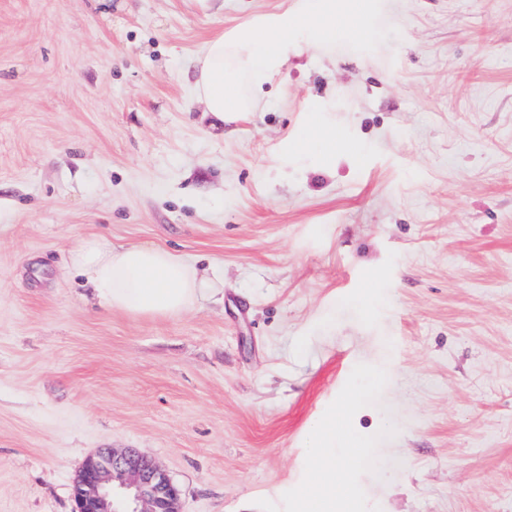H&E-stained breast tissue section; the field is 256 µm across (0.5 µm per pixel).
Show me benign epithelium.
<instances>
[{"label":"benign epithelium","mask_w":512,"mask_h":512,"mask_svg":"<svg viewBox=\"0 0 512 512\" xmlns=\"http://www.w3.org/2000/svg\"><path fill=\"white\" fill-rule=\"evenodd\" d=\"M123 489L114 494V481ZM72 512H179L180 490L151 458L128 448H102L72 485Z\"/></svg>","instance_id":"obj_1"}]
</instances>
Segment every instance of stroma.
<instances>
[{
    "instance_id": "obj_1",
    "label": "stroma",
    "mask_w": 512,
    "mask_h": 512,
    "mask_svg": "<svg viewBox=\"0 0 512 512\" xmlns=\"http://www.w3.org/2000/svg\"><path fill=\"white\" fill-rule=\"evenodd\" d=\"M317 0H0V512H71L135 448L180 512H512V0H372L257 110L208 40ZM357 152L301 150L313 127ZM224 271L172 319L91 299L83 238ZM335 432V422L322 424L318 427L311 444V461L323 479L322 482L318 481L314 484L312 499L323 507L321 512H334L336 510V496L341 494L343 483V472L339 458L336 457ZM327 448H334V450H328Z\"/></svg>"
}]
</instances>
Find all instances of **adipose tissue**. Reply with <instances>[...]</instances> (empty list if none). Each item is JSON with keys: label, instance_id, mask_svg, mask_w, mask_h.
<instances>
[{"label": "adipose tissue", "instance_id": "adipose-tissue-1", "mask_svg": "<svg viewBox=\"0 0 512 512\" xmlns=\"http://www.w3.org/2000/svg\"><path fill=\"white\" fill-rule=\"evenodd\" d=\"M345 0H327L323 8L295 19L279 15L258 27L239 29L233 39L217 36L208 41L196 61V92L205 109L218 118L254 110L264 84L281 72L288 47L302 32L325 40L329 17L345 11ZM70 267L91 286L99 304L139 317L182 315L206 295L219 271H201L182 256L160 247H114L89 237L72 251ZM336 425H320L311 444V461L322 480L312 494L322 512H335L343 483L334 451Z\"/></svg>", "mask_w": 512, "mask_h": 512}]
</instances>
